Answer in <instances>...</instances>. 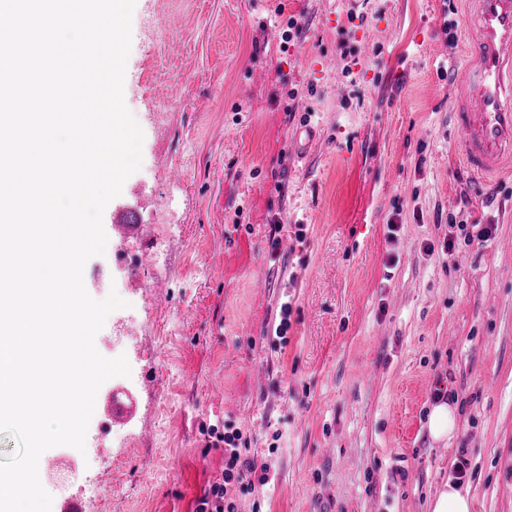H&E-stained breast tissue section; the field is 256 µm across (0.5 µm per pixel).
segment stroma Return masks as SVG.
<instances>
[{
    "mask_svg": "<svg viewBox=\"0 0 512 512\" xmlns=\"http://www.w3.org/2000/svg\"><path fill=\"white\" fill-rule=\"evenodd\" d=\"M446 7L136 0L124 102L141 165L107 208L137 198L153 238L108 231L87 266L112 282L85 284L125 302L98 351L126 356L106 385L136 409L114 431L92 415L84 450L43 454L76 460L85 512H194L224 468L202 430L224 422L275 461L239 512H428L461 455L473 512H512V178L488 203L455 154ZM323 55L335 69L312 78ZM462 223L492 235L464 241ZM438 384L460 407L443 442L425 426Z\"/></svg>",
    "mask_w": 512,
    "mask_h": 512,
    "instance_id": "1",
    "label": "stroma"
}]
</instances>
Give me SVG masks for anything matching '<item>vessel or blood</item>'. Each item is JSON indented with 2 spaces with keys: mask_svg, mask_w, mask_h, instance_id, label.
Here are the masks:
<instances>
[{
  "mask_svg": "<svg viewBox=\"0 0 512 512\" xmlns=\"http://www.w3.org/2000/svg\"><path fill=\"white\" fill-rule=\"evenodd\" d=\"M463 2V65L453 81L451 116L458 160L482 185L493 177H512V0ZM111 222L122 236L152 237L151 225L136 209L116 210ZM95 409L111 427L134 412L116 393L97 395Z\"/></svg>",
  "mask_w": 512,
  "mask_h": 512,
  "instance_id": "b4317fda",
  "label": "vessel or blood"
}]
</instances>
